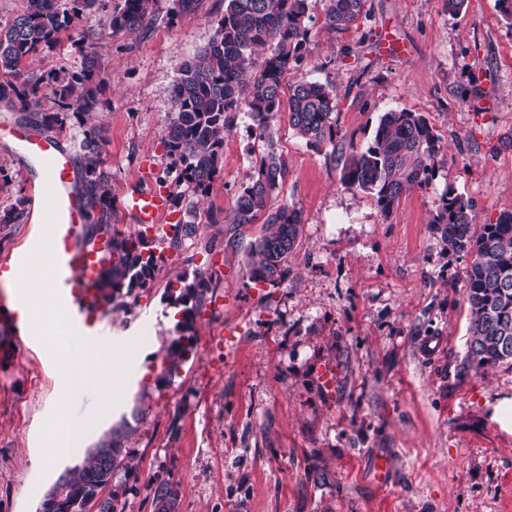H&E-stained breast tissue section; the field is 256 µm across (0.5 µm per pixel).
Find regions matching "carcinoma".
<instances>
[{
	"mask_svg": "<svg viewBox=\"0 0 512 512\" xmlns=\"http://www.w3.org/2000/svg\"><path fill=\"white\" fill-rule=\"evenodd\" d=\"M96 0H71L61 8L58 0H27L26 8L0 28V69L12 80L0 82V103L27 108L37 102L39 80L28 75L33 55L57 42L74 20L93 10ZM365 0H325L324 23L331 29H346L363 13ZM308 0H224V13L214 22V33L205 47L179 66V77L169 91L173 116L164 141L170 167L177 172L176 185L189 186L197 198L209 196L219 177L224 156V131L233 127L237 114L245 111L255 137L266 145L256 176L238 194L229 224H252L265 214L269 232L247 255V273L255 284L278 285L296 243L302 212L293 205L269 210L279 187L286 161L276 148L273 120L288 95L289 124L306 143L319 148L330 144L346 154L342 167L344 184L376 197L383 217L390 216L395 202L406 192L429 186L435 172L447 163L442 138L427 118L406 109H391L379 118L373 136L359 149L339 136L336 125V94L329 85L299 80L288 83V74L304 57L309 40L305 18ZM152 0H122L107 20L113 31L135 32L150 21ZM269 50L256 62L255 53ZM98 58L85 57L80 72L55 75L59 104L87 112L98 88ZM86 196L89 205L106 212L114 207L108 177L99 159L97 127L84 133ZM190 220L170 225L165 238L176 246L197 231ZM432 232L446 248L471 256L465 288L469 310V352L478 368L512 363V210L500 214L496 223L475 224L471 200L452 185L436 201L430 221ZM112 262L102 272L99 291L108 304L129 296L153 281L162 256L146 247L143 234L115 232L110 238ZM178 288L167 289L170 305L179 309L166 357L172 370L193 355L197 337L195 317L212 291L204 273L177 276ZM126 422L110 428L96 447L87 450L82 464L66 470L63 499L48 504V512H85V503L119 482L122 492H112L99 512H118L119 494L137 489L140 481L136 457L126 450ZM168 482L157 484L153 496L156 512H167Z\"/></svg>",
	"mask_w": 512,
	"mask_h": 512,
	"instance_id": "carcinoma-1",
	"label": "carcinoma"
}]
</instances>
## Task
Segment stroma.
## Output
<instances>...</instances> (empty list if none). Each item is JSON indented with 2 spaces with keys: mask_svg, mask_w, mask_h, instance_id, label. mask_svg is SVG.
Wrapping results in <instances>:
<instances>
[{
  "mask_svg": "<svg viewBox=\"0 0 512 512\" xmlns=\"http://www.w3.org/2000/svg\"><path fill=\"white\" fill-rule=\"evenodd\" d=\"M119 2L97 0L28 67L35 79L71 75L83 63L80 33H98L93 112L44 124L43 115L60 111L49 90L27 109L0 104V213L22 210L0 224V261L26 246L38 192L9 126L58 138L76 162L85 159L84 130L99 128L116 205L107 216L91 210L89 241L105 223L135 233L123 199L165 175L169 90L180 64L210 40L224 0L176 17L172 0H153L147 28L113 33L104 24ZM305 24L307 49L290 77L332 86L345 140L366 144L389 110L418 112L441 136L448 165L385 218L372 194L342 182L341 161L308 145L279 112L276 146L287 171L270 206L295 205L303 223L285 279L257 288L247 252L266 226L229 221L262 150L239 114L209 197L179 189L175 212L196 207V235L176 248L149 241L163 257L154 280L127 309H102L106 341L139 346L124 399L89 442L140 409L126 449L141 479L168 480L175 512H512V431L497 415L512 400V366L476 368L470 259L430 229L448 184L472 201L477 223L512 210V22L497 0H469L456 16L445 0H366L355 24L331 30L324 0H310ZM196 269L212 273L214 297L231 304L197 316L195 352L170 372L158 361L174 334L166 288ZM61 397L54 361L33 337L0 331V512H38L76 465L69 455L47 470L39 462ZM380 455L390 467L384 485L372 475Z\"/></svg>",
  "mask_w": 512,
  "mask_h": 512,
  "instance_id": "obj_1",
  "label": "stroma"
}]
</instances>
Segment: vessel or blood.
<instances>
[{
    "mask_svg": "<svg viewBox=\"0 0 512 512\" xmlns=\"http://www.w3.org/2000/svg\"><path fill=\"white\" fill-rule=\"evenodd\" d=\"M11 137L17 153L33 160L44 173L42 191L53 192L56 201V232L51 237V255L55 266V284L61 306L73 329L93 342L101 335L98 313L101 304L97 285L103 267L112 259L108 239L87 244L80 239L84 206L71 184V154L57 139L31 128L16 126ZM122 208L133 219L139 232L159 233L171 221L169 195L164 188L152 187L126 197ZM42 228H35L25 249L0 263V276L21 272L31 251L39 245Z\"/></svg>",
    "mask_w": 512,
    "mask_h": 512,
    "instance_id": "obj_1",
    "label": "vessel or blood"
}]
</instances>
